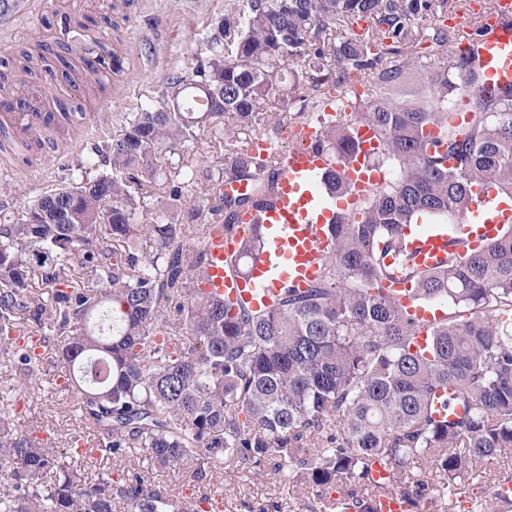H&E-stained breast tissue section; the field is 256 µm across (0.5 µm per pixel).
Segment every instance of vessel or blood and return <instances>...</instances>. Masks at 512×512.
Instances as JSON below:
<instances>
[{"mask_svg": "<svg viewBox=\"0 0 512 512\" xmlns=\"http://www.w3.org/2000/svg\"><path fill=\"white\" fill-rule=\"evenodd\" d=\"M30 0H0V50L8 51L13 27L26 17ZM484 24L489 35L474 42L471 56L481 78L472 88L480 94L490 87H512V0H495L484 12ZM26 108H17L14 100L0 99V131L9 137L26 141L42 150L53 166H63L68 155L56 149L54 142L43 138L46 115L44 109L51 102L48 84L28 89ZM290 144L277 158L278 192L263 209L248 211L239 217L235 236H225L215 229L206 238L208 255L205 287L208 291L242 302L252 309L271 304L281 288L294 285L307 287L312 282L329 246L322 233L324 224L333 217L315 190L319 174L331 164V158L316 146L318 132L308 125H299L287 132ZM367 154L360 153L344 168L353 191L347 199V208H356L358 201L372 185L380 182V175L367 162ZM501 203L495 194L480 193L469 214L458 222L461 232L467 233L470 244L493 237L503 222L498 212ZM261 227L266 249L254 260L246 273L229 275L224 259L237 248L240 237ZM447 225H438L428 232L412 237L407 250L420 267H433L448 257Z\"/></svg>", "mask_w": 512, "mask_h": 512, "instance_id": "vessel-or-blood-1", "label": "vessel or blood"}]
</instances>
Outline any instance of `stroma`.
Segmentation results:
<instances>
[{
	"label": "stroma",
	"mask_w": 512,
	"mask_h": 512,
	"mask_svg": "<svg viewBox=\"0 0 512 512\" xmlns=\"http://www.w3.org/2000/svg\"><path fill=\"white\" fill-rule=\"evenodd\" d=\"M238 0H40L24 23L13 32L14 50L9 59L20 63V50H36L51 42L67 54L70 39L63 23L86 15L111 14L116 29L110 30L114 48L128 52L127 71L119 84L105 92L75 91L62 81L58 105L81 104L76 116V137L85 147L75 152L66 169L41 164H16L11 176L0 177V222L21 219L25 208L41 195L70 185L80 170L97 173L102 168L98 150L123 125L128 114L158 106L162 80L172 72H187L211 55L210 39L224 15L236 12ZM61 367L51 364L39 388L12 401L10 418L38 427L49 447L62 448L71 438H87L72 395L57 392ZM195 461L173 470L157 472L153 480L168 497H210L215 512H262L269 501H282L283 512H319L318 498L306 484L283 489L273 465L264 470H206L197 475ZM512 474V457L504 455L484 464L480 477L463 484L451 512H469L473 500L490 499L495 478Z\"/></svg>",
	"instance_id": "1"
}]
</instances>
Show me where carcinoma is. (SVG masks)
<instances>
[{
	"label": "carcinoma",
	"instance_id": "1",
	"mask_svg": "<svg viewBox=\"0 0 512 512\" xmlns=\"http://www.w3.org/2000/svg\"><path fill=\"white\" fill-rule=\"evenodd\" d=\"M452 2L242 0L207 64L165 77L162 106L133 113L103 145L107 169L0 224V362L24 390L40 384L45 364L65 365L62 390L76 395L95 443L58 452L18 425L0 439V512H205L208 498H169L147 475L117 491L108 471L85 476L76 460L94 451L118 458L139 448L154 470L188 459L256 470L275 457L281 483H307L321 512H338L341 499L375 512L374 459L389 466L392 490L413 503L439 491L446 509L473 458L512 454V228L463 254L459 238L447 263L426 270L409 263L403 237L419 220L468 212L476 187L512 195V88L470 100L465 127L449 116L448 104L480 80L431 22L436 5ZM354 19L368 23L364 37L335 35ZM92 25L77 23L104 91L112 44ZM424 40L446 66L417 71L410 49ZM294 63L300 70L288 72ZM332 67L342 72L336 88L363 74L371 93H343L351 124L313 102L319 146L342 164L357 150L355 124L367 123L384 143L374 164L398 176L375 187L358 216L325 226L334 248L308 287L286 286L260 310L205 292V235L233 233L240 211L275 196L277 145L265 156L229 148L212 167L193 158L170 173L157 154L227 115L252 128L262 103L295 98L302 80L321 88ZM176 86L192 111L170 109ZM227 179L247 181L248 193L225 195ZM165 183L174 202L186 188L196 197L181 220L148 222ZM323 184L336 198L347 192L334 169ZM265 247L260 232L243 239L225 267L241 274ZM396 271L411 280L414 303L451 310L412 318L381 291ZM450 390L469 403L451 422L436 408Z\"/></svg>",
	"mask_w": 512,
	"mask_h": 512
}]
</instances>
